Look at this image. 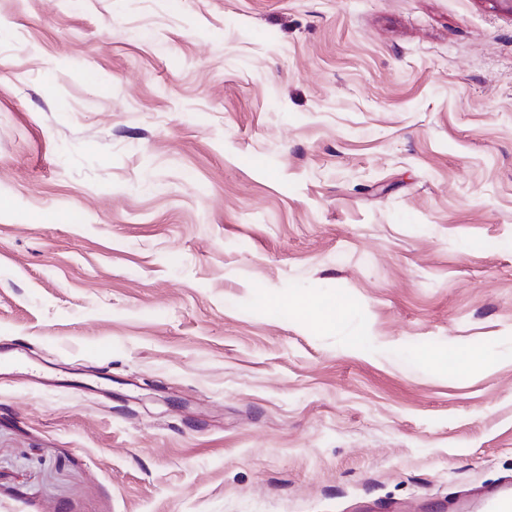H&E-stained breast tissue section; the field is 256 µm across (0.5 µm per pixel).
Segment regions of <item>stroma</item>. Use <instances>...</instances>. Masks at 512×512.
Wrapping results in <instances>:
<instances>
[{
  "label": "stroma",
  "instance_id": "obj_1",
  "mask_svg": "<svg viewBox=\"0 0 512 512\" xmlns=\"http://www.w3.org/2000/svg\"><path fill=\"white\" fill-rule=\"evenodd\" d=\"M507 483L511 11L0 0V512ZM294 312L304 318H312L318 322L331 324L346 314V303L337 298L331 302L315 303L311 299H300L292 304ZM433 359L448 363V367L452 369L462 367L478 369L487 366L489 363L488 359L479 352L465 351L454 347L448 348L446 354L433 357Z\"/></svg>",
  "mask_w": 512,
  "mask_h": 512
}]
</instances>
